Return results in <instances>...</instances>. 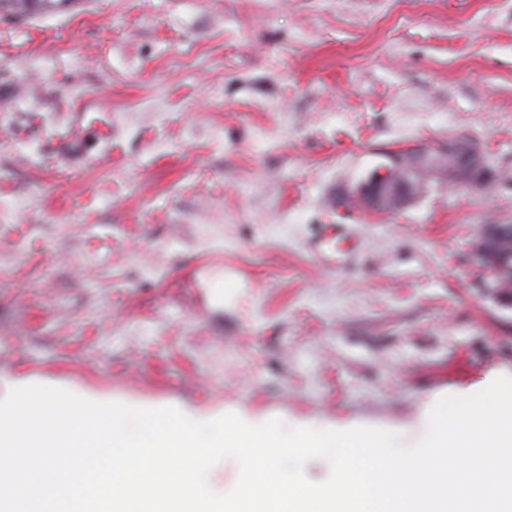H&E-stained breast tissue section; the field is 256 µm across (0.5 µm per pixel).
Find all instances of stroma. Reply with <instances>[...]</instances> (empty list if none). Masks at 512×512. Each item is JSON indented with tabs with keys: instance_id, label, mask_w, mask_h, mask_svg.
Instances as JSON below:
<instances>
[{
	"instance_id": "obj_1",
	"label": "stroma",
	"mask_w": 512,
	"mask_h": 512,
	"mask_svg": "<svg viewBox=\"0 0 512 512\" xmlns=\"http://www.w3.org/2000/svg\"><path fill=\"white\" fill-rule=\"evenodd\" d=\"M456 138L483 184L348 202ZM485 224H512V0H0V382L411 447L512 376ZM321 240L315 243L312 250L316 254L325 255L331 252V258L336 263V243L343 238L354 237L349 231V224H326Z\"/></svg>"
}]
</instances>
